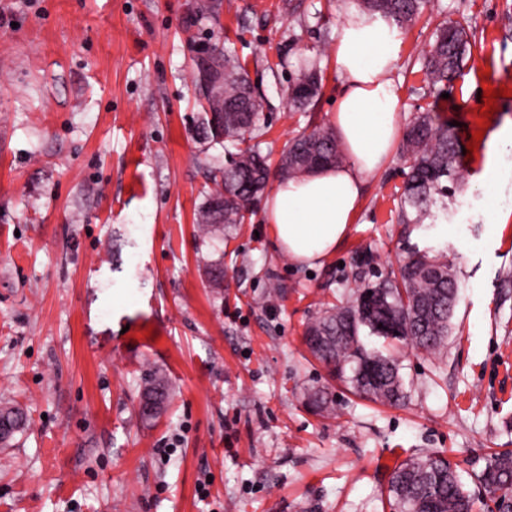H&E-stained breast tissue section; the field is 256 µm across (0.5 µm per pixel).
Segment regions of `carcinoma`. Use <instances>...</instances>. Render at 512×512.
<instances>
[{
	"instance_id": "obj_1",
	"label": "carcinoma",
	"mask_w": 512,
	"mask_h": 512,
	"mask_svg": "<svg viewBox=\"0 0 512 512\" xmlns=\"http://www.w3.org/2000/svg\"><path fill=\"white\" fill-rule=\"evenodd\" d=\"M358 10L377 14L400 29L409 27L430 0H351ZM464 21H442L430 36L422 57V70L435 87L452 83L465 61L472 56ZM201 53L211 67H196L197 84L221 80L222 98L203 99L204 139L224 146V167L212 181L217 189L208 197L202 221L210 227L226 228L242 223L265 190L270 165L256 144H249L259 130V104L245 67L229 48L206 45ZM321 93L317 64L304 62L292 78L288 101L294 111L314 105ZM401 152L408 163L398 205L401 224H422L448 219V179L458 172V151L448 129L435 124L431 112H421L407 128ZM343 156L330 128L314 127L299 132L281 156L282 178L342 163ZM456 303V285L448 262L427 251H416L398 272L358 289L354 302L334 307L311 321L306 342L311 353L331 371L346 375L353 393L375 401L397 403L404 399L399 365L390 356L368 349L360 340L361 329L369 334L405 342L427 354L435 353L448 340ZM392 326L389 331L386 326ZM377 369L366 373L367 364ZM171 390L166 375L152 371L145 378L139 400V416L153 421L165 411ZM305 401L315 412L336 416V402L319 388L305 390ZM476 479L506 509H512V449L491 453ZM389 505L393 512H473L474 502L453 464L441 455L408 460L392 474Z\"/></svg>"
}]
</instances>
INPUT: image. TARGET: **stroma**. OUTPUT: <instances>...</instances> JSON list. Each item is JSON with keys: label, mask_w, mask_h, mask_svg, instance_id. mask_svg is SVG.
I'll return each instance as SVG.
<instances>
[{"label": "stroma", "mask_w": 512, "mask_h": 512, "mask_svg": "<svg viewBox=\"0 0 512 512\" xmlns=\"http://www.w3.org/2000/svg\"><path fill=\"white\" fill-rule=\"evenodd\" d=\"M198 3L0 0V402L28 416L0 447V512H390L395 462L437 452L491 512L474 475L512 448V152L480 139L446 225L422 232L396 221L406 163L393 156L367 179L347 238L311 267L278 250L258 207L209 234L198 215L224 149L200 134L198 46L231 42L245 62L276 160L307 125L330 123L344 5L223 0L213 18ZM446 17L465 20L476 47L441 89L418 57ZM402 39V123L432 110L462 149L472 129H512V0H432ZM304 57L319 59L323 93L294 112ZM501 86L484 122L481 91ZM416 249L448 261L458 300L435 354L362 335L401 362L407 398L383 405L317 361L304 329ZM275 281L286 293L272 300ZM155 369L174 391L149 424L137 407ZM308 386L334 396L336 417L308 408Z\"/></svg>", "instance_id": "1"}]
</instances>
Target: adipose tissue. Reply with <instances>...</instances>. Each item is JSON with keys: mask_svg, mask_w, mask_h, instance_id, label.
Instances as JSON below:
<instances>
[{"mask_svg": "<svg viewBox=\"0 0 512 512\" xmlns=\"http://www.w3.org/2000/svg\"><path fill=\"white\" fill-rule=\"evenodd\" d=\"M402 37L384 19L348 12L333 55L342 81L331 126L348 161L276 182L264 202L277 248L313 265L345 239L366 179L392 157L401 131L402 101L394 71Z\"/></svg>", "mask_w": 512, "mask_h": 512, "instance_id": "1", "label": "adipose tissue"}]
</instances>
